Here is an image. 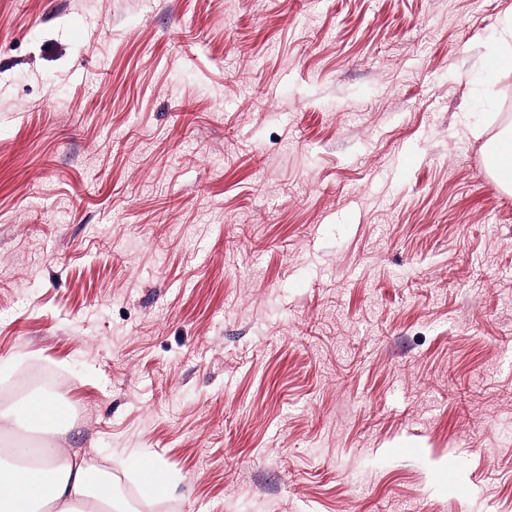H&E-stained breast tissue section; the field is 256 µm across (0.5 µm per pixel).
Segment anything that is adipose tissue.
I'll use <instances>...</instances> for the list:
<instances>
[{
	"instance_id": "1",
	"label": "adipose tissue",
	"mask_w": 512,
	"mask_h": 512,
	"mask_svg": "<svg viewBox=\"0 0 512 512\" xmlns=\"http://www.w3.org/2000/svg\"><path fill=\"white\" fill-rule=\"evenodd\" d=\"M45 428L49 437L37 450L38 465H0V512H125L95 467L62 447L65 422L49 421Z\"/></svg>"
}]
</instances>
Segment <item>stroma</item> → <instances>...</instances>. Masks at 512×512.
<instances>
[{
    "label": "stroma",
    "instance_id": "stroma-1",
    "mask_svg": "<svg viewBox=\"0 0 512 512\" xmlns=\"http://www.w3.org/2000/svg\"><path fill=\"white\" fill-rule=\"evenodd\" d=\"M511 12L0 0V409L129 512H512Z\"/></svg>",
    "mask_w": 512,
    "mask_h": 512
}]
</instances>
